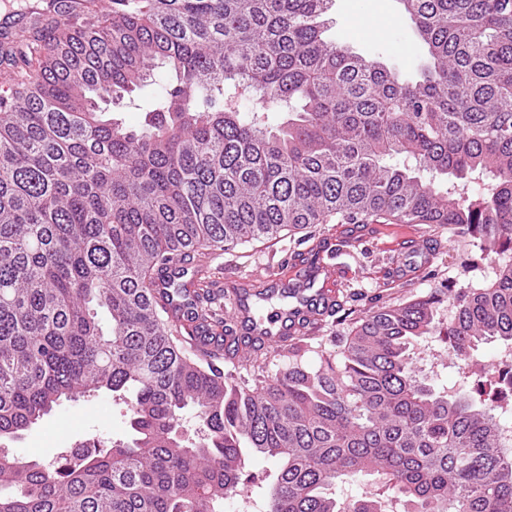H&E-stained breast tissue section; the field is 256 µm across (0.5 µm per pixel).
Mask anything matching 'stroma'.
<instances>
[{
	"instance_id": "stroma-1",
	"label": "stroma",
	"mask_w": 512,
	"mask_h": 512,
	"mask_svg": "<svg viewBox=\"0 0 512 512\" xmlns=\"http://www.w3.org/2000/svg\"><path fill=\"white\" fill-rule=\"evenodd\" d=\"M331 36L337 44L393 66L405 77L414 76L422 46L411 22L403 17L399 0H334ZM345 242L335 255L336 299L339 311L324 316L318 336H337L354 327L376 304L410 298L445 283L448 278L475 280L488 285V278L475 276L469 266L480 258L468 239L438 233L421 224H320L306 238L285 235L270 242H257L216 252L204 278L229 282L238 278L288 280L292 260L308 261L324 241ZM418 249L426 265L404 277L402 248ZM128 433L125 405L103 392L91 399L64 401L30 430L11 441L12 452L24 456H52L59 441L68 437L99 436L119 439Z\"/></svg>"
}]
</instances>
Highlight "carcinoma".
<instances>
[{
	"mask_svg": "<svg viewBox=\"0 0 512 512\" xmlns=\"http://www.w3.org/2000/svg\"><path fill=\"white\" fill-rule=\"evenodd\" d=\"M62 2L65 20L38 15L3 48L0 441L105 391L129 431L74 469L0 450V512H224L252 454L278 465L266 512H385L327 493L363 474L404 512H512L497 370L478 373L486 395L450 394L413 357L431 336L465 364L512 345V0H401L425 49L410 78L328 37L333 0ZM149 86L142 129L107 115ZM475 173L491 188L472 199ZM333 218L449 228L498 271L376 307L333 353L294 336L273 376L178 348L199 327L168 321L156 274L183 249Z\"/></svg>",
	"mask_w": 512,
	"mask_h": 512,
	"instance_id": "obj_1",
	"label": "carcinoma"
}]
</instances>
